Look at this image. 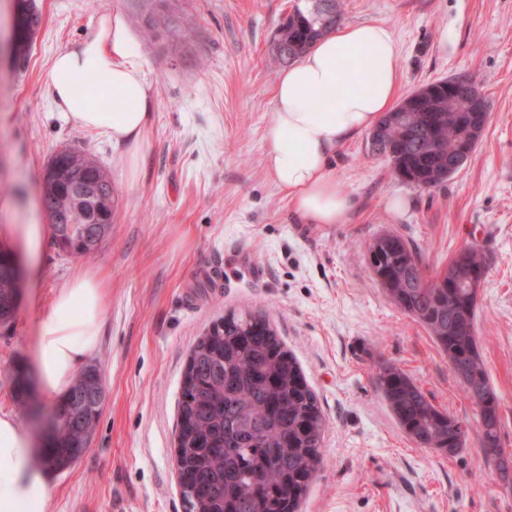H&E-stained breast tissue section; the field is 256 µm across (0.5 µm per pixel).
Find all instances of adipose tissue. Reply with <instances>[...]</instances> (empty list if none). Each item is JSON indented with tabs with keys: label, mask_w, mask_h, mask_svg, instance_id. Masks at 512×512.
I'll return each instance as SVG.
<instances>
[{
	"label": "adipose tissue",
	"mask_w": 512,
	"mask_h": 512,
	"mask_svg": "<svg viewBox=\"0 0 512 512\" xmlns=\"http://www.w3.org/2000/svg\"><path fill=\"white\" fill-rule=\"evenodd\" d=\"M398 48L391 28L368 22L338 28L285 69L273 91L266 167L304 224H342L353 209L332 167L336 148L372 130L398 98ZM91 82L111 105L77 86ZM49 88L61 119L100 132L120 149L129 182H137L150 149L156 93L123 16L104 13L83 38L57 54ZM108 291L95 272L75 273L42 316L33 362L36 385L63 399L100 347ZM50 489L32 461V439L12 415L0 414V512H47Z\"/></svg>",
	"instance_id": "1"
}]
</instances>
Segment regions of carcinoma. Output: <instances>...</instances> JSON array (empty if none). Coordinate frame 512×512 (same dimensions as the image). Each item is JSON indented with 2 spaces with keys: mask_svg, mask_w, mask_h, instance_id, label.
Returning <instances> with one entry per match:
<instances>
[{
  "mask_svg": "<svg viewBox=\"0 0 512 512\" xmlns=\"http://www.w3.org/2000/svg\"><path fill=\"white\" fill-rule=\"evenodd\" d=\"M150 34L174 38L190 28L173 24L160 9L164 0H140ZM341 0H307L294 6L280 23L272 43L273 61L289 65L340 25ZM480 94L470 79L445 78L417 88L399 103L384 125L386 155L404 183L430 189L449 177L448 158L467 138L476 146L489 119L488 105L471 111ZM75 166L58 188L45 185L40 200L52 212L53 242L61 251L96 254L112 231L94 202L75 209L68 186L85 179L112 193V177L98 162L74 148L53 156ZM368 269L402 312L423 325L437 349L448 358L453 375L472 401L477 438L485 461L501 482L512 484L503 468L500 396L490 382L476 327L478 298L472 279L488 269L483 250L463 247L448 267L431 277L421 252L403 236L384 232L364 253ZM18 295L10 254L0 250V325L16 316ZM178 399L180 496L184 512H299L300 504L323 465L325 416L303 371L266 316L231 311L211 326L190 350ZM100 370L89 366L74 380L52 411V433L44 448L55 469L71 464L78 448L90 447L102 404L93 400ZM375 385L408 439L420 448L454 456L466 446L468 426L439 410L416 380L402 369L378 363Z\"/></svg>",
  "mask_w": 512,
  "mask_h": 512,
  "instance_id": "carcinoma-1",
  "label": "carcinoma"
}]
</instances>
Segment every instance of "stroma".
<instances>
[{"mask_svg": "<svg viewBox=\"0 0 512 512\" xmlns=\"http://www.w3.org/2000/svg\"><path fill=\"white\" fill-rule=\"evenodd\" d=\"M304 3L168 0L193 33L149 40L135 0H36L41 23L20 67L10 47L15 3L0 0V225L25 223L44 167L63 148H81L112 173V233L101 253L69 257L44 240L41 269L24 274L18 313L0 328V413L40 434L51 402L33 387L20 406L3 369L30 373L38 322L74 273L89 269L107 283L102 344L90 359L104 407L86 454L46 470L48 512H183L173 440L188 355L245 304L266 312L327 418L324 467L301 512H512V486L488 470L476 436L453 457L416 447L382 400L380 360L409 373L440 409L474 421L447 358L363 258L384 232L418 246L432 274L466 244L486 253L477 334L512 453V0H344V23L392 28L400 95L463 75L490 119L469 160L431 189L402 182L366 135L350 138L332 163L354 209L347 223L326 225L297 222L265 165L281 73L272 41ZM109 10L124 15L156 90L151 149L133 185L109 138L59 119L47 86L53 55ZM397 196L407 209L388 213Z\"/></svg>", "mask_w": 512, "mask_h": 512, "instance_id": "stroma-1", "label": "stroma"}]
</instances>
